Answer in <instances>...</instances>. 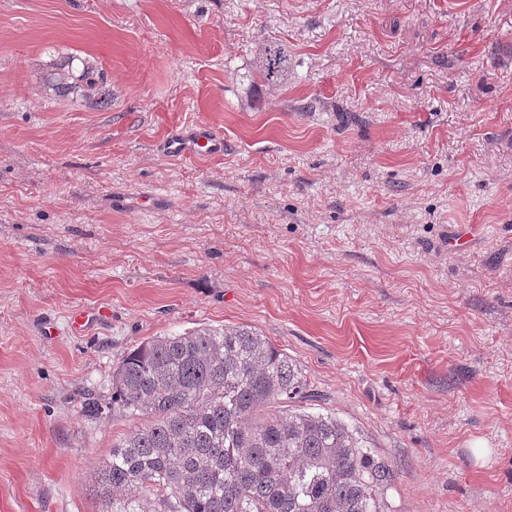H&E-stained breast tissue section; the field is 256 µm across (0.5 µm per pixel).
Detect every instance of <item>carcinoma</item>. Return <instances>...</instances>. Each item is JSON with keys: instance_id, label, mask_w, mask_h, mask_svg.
I'll return each mask as SVG.
<instances>
[{"instance_id": "cac0c4a2", "label": "carcinoma", "mask_w": 512, "mask_h": 512, "mask_svg": "<svg viewBox=\"0 0 512 512\" xmlns=\"http://www.w3.org/2000/svg\"><path fill=\"white\" fill-rule=\"evenodd\" d=\"M290 63L267 43L256 72L274 88ZM111 386L80 401L87 418L135 420L98 466L101 512H390L389 463L336 417L289 409L306 378L256 331L152 337L122 355Z\"/></svg>"}]
</instances>
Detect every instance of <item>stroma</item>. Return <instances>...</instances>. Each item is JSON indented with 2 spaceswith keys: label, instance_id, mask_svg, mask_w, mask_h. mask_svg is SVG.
I'll list each match as a JSON object with an SVG mask.
<instances>
[{
  "label": "stroma",
  "instance_id": "stroma-1",
  "mask_svg": "<svg viewBox=\"0 0 512 512\" xmlns=\"http://www.w3.org/2000/svg\"><path fill=\"white\" fill-rule=\"evenodd\" d=\"M205 325L288 353L392 512H512V0H0V512H100L133 421L82 393ZM256 72L263 83L274 88L281 84L291 63L288 49L276 42L265 44ZM168 156L180 158L200 153L220 152L224 143L207 127H195L170 137L165 144Z\"/></svg>",
  "mask_w": 512,
  "mask_h": 512
}]
</instances>
